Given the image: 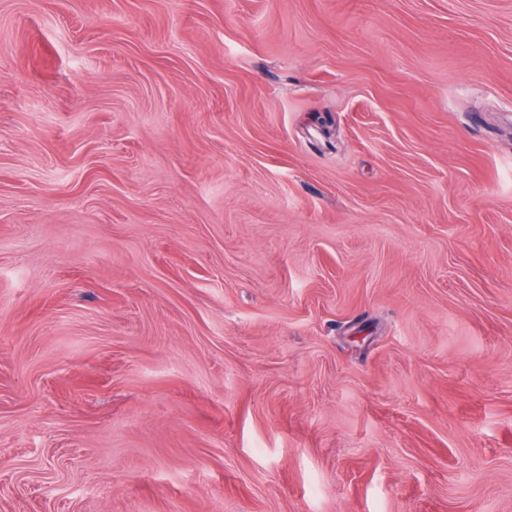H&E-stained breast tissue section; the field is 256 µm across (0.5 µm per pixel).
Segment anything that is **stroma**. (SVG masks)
Returning <instances> with one entry per match:
<instances>
[{
  "instance_id": "35a3bbf8",
  "label": "stroma",
  "mask_w": 512,
  "mask_h": 512,
  "mask_svg": "<svg viewBox=\"0 0 512 512\" xmlns=\"http://www.w3.org/2000/svg\"><path fill=\"white\" fill-rule=\"evenodd\" d=\"M0 512H512V0H0Z\"/></svg>"
}]
</instances>
